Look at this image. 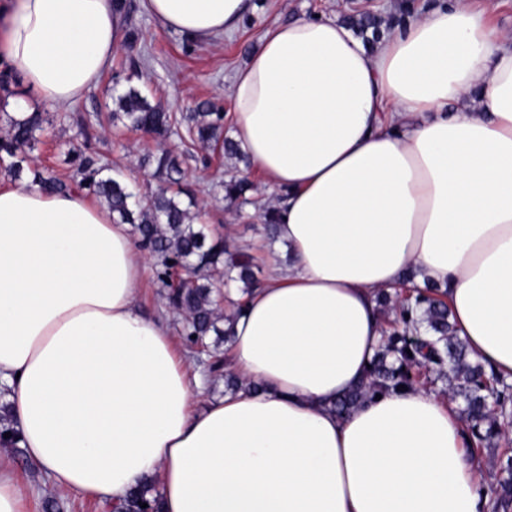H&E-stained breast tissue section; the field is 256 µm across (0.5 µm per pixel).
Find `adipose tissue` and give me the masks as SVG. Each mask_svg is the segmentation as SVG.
Returning a JSON list of instances; mask_svg holds the SVG:
<instances>
[{"label":"adipose tissue","mask_w":512,"mask_h":512,"mask_svg":"<svg viewBox=\"0 0 512 512\" xmlns=\"http://www.w3.org/2000/svg\"><path fill=\"white\" fill-rule=\"evenodd\" d=\"M206 44L252 0H141ZM113 0H0V60L54 107L125 39ZM235 140L282 195L264 281L207 397L137 304L149 259L74 192L0 185V386L19 446L62 494L155 480L163 512H485L457 405L423 388L348 415L407 273L447 294L471 356L512 382V38L442 0L378 45L334 19L262 33L230 87Z\"/></svg>","instance_id":"ef3b65f1"}]
</instances>
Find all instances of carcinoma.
I'll return each mask as SVG.
<instances>
[{"label": "carcinoma", "mask_w": 512, "mask_h": 512, "mask_svg": "<svg viewBox=\"0 0 512 512\" xmlns=\"http://www.w3.org/2000/svg\"><path fill=\"white\" fill-rule=\"evenodd\" d=\"M117 107L109 116L116 127L165 141L183 126L190 147L219 149L230 159L240 156L238 144L224 136V113L207 101L178 116L130 88L117 97ZM46 122V115L38 111L23 119L8 118L0 133V162L5 163V170L20 175L37 142L36 133ZM68 162L77 188L103 202L115 221L134 225L137 246L159 259L156 280L165 289L168 306L183 315L184 347L195 351L212 332L231 340L229 331L219 329L217 323L230 322L241 311L243 297L261 283L254 271L258 262L250 252L230 247L224 238L211 237L204 225L194 223L198 213L192 209L198 208V203L183 185L182 156L163 149L144 159L153 167L158 187L143 201L112 175L111 167L98 164L88 131H83V141L69 151ZM217 186L225 199L240 207L252 203L254 186L245 176L222 178ZM231 282L243 284L238 300L224 293L223 286ZM377 304L391 328L384 332L366 379L336 401V413L348 414L366 399L396 391L400 385L429 388L459 402L472 448H483L494 439L504 443L494 482L487 487L488 507L490 512H512V440L508 430L512 384L468 360L466 344L449 321L448 304L437 297L434 288L403 289L394 295L383 291L377 294ZM209 358V371L224 374L228 388H238V379L224 372L225 357L214 350ZM7 432L11 433L8 438L4 437ZM0 445L22 453L13 426L1 415ZM144 503L148 507H142ZM120 504L124 512H159V491L150 483L131 491Z\"/></svg>", "instance_id": "cac0c4a2"}]
</instances>
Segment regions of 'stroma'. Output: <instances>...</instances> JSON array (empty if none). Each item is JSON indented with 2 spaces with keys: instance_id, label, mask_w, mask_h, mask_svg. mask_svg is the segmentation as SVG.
<instances>
[{
  "instance_id": "1",
  "label": "stroma",
  "mask_w": 512,
  "mask_h": 512,
  "mask_svg": "<svg viewBox=\"0 0 512 512\" xmlns=\"http://www.w3.org/2000/svg\"><path fill=\"white\" fill-rule=\"evenodd\" d=\"M125 2V26L137 33L138 41L134 49L123 47L116 52L110 72L104 73L96 86L76 103L63 108L37 103L24 91L19 97L26 100L28 107L39 108L49 117L30 154L34 167L48 168L59 179L70 181L72 170L65 162V153L70 143L80 141L82 131L87 130L97 138L96 151L101 161L111 164L130 186L144 193L154 189L156 181L151 168L142 165V158L163 148L180 149L181 144L174 137L162 142L110 124L115 99L126 88L113 83L112 72L119 69L127 54L145 60L141 76L133 78L130 85L149 93L167 111L190 112L198 101L208 99L228 114L233 110L231 78L247 61L266 27L303 15L341 20L371 15L380 19L384 31L391 32L426 12L435 0H255V11L235 32L210 45L193 43L164 29L144 11L141 0ZM183 171L187 187L205 208L206 220L215 233H223L228 225L233 227L238 241L261 233L260 213L238 216L235 206L216 198L210 182L211 170L189 158Z\"/></svg>"
}]
</instances>
